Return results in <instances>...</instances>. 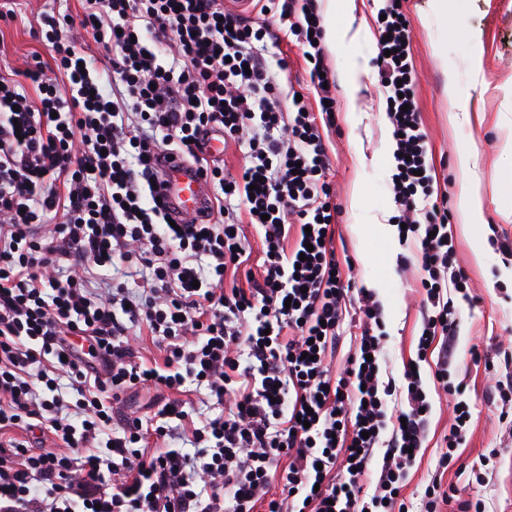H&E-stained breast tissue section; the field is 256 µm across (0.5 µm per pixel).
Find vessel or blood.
I'll return each mask as SVG.
<instances>
[{
	"instance_id": "obj_1",
	"label": "vessel or blood",
	"mask_w": 512,
	"mask_h": 512,
	"mask_svg": "<svg viewBox=\"0 0 512 512\" xmlns=\"http://www.w3.org/2000/svg\"><path fill=\"white\" fill-rule=\"evenodd\" d=\"M163 176L158 190L173 214L199 216L207 206V190L196 170L186 164L162 160Z\"/></svg>"
}]
</instances>
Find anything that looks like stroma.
I'll return each mask as SVG.
<instances>
[{
	"label": "stroma",
	"mask_w": 512,
	"mask_h": 512,
	"mask_svg": "<svg viewBox=\"0 0 512 512\" xmlns=\"http://www.w3.org/2000/svg\"><path fill=\"white\" fill-rule=\"evenodd\" d=\"M80 0H15V19L0 20V73L24 70L33 56L51 63L49 51L35 38L34 28L44 15L81 10ZM411 22L410 45L417 76V101L432 149L433 177L439 193L448 197L451 231L457 260L469 278L473 299L461 306L455 338L453 367L464 379L472 420L464 443L444 476L453 487L449 512L462 501L483 499L488 512H512V430L499 423L500 407L486 390L483 365L471 362L468 351L479 346L495 365H502L500 345L512 340V254H503L502 241L512 242V0H448L447 10L434 8L432 0H406ZM378 0H355L356 19L349 35L327 64L331 75L341 67L357 64L359 90L347 98L344 84L336 86V125L325 144L331 160L328 179L340 213L333 246L338 257L349 258L356 286L372 289L384 307L383 329L387 335L384 379L401 380L404 365L417 356L422 326L423 295L417 286L416 268L400 270L398 239L378 240L367 226L389 223L395 204L389 190L394 172L393 142L386 119L385 102L376 83L378 53L376 15ZM304 48L295 37H281L267 55L279 66L282 86L301 91L309 100L317 93L311 82ZM481 60L486 83L473 78V62ZM470 114L469 123L448 120V103ZM356 110L346 114L347 103ZM477 152L483 198L484 243L488 257L477 264L473 237L458 216L460 171L463 154ZM363 197L352 203L355 185ZM432 412L428 435L405 497L419 502L437 463V448L448 431L450 410L442 391H429ZM500 454L484 483L471 482L465 469L480 466L491 449Z\"/></svg>",
	"instance_id": "35a3bbf8"
}]
</instances>
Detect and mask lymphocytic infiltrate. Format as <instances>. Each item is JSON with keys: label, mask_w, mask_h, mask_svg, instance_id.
<instances>
[{"label": "lymphocytic infiltrate", "mask_w": 512, "mask_h": 512, "mask_svg": "<svg viewBox=\"0 0 512 512\" xmlns=\"http://www.w3.org/2000/svg\"><path fill=\"white\" fill-rule=\"evenodd\" d=\"M81 2L35 33L54 69L37 59L20 78L0 74V512H411L402 490L432 405L420 371L384 380L383 306L353 289L332 247L324 132L336 97L319 71L318 0H262L265 21L224 0ZM404 3L383 0L376 68L395 135L398 262L418 267L424 293L417 357L436 353L432 379L454 401L421 499V512H441L472 419L447 349L471 285L448 201L434 195ZM273 19L304 46L318 107L272 73ZM87 36L107 52L103 67L84 62ZM214 129L243 148L238 173L205 154ZM174 155L216 185L215 222L170 225L153 184L156 159ZM249 224L262 235L258 276L241 273ZM118 263L149 269L138 294L88 287L92 268ZM353 290L357 348L335 373L327 358ZM135 328L161 362L144 359ZM190 382L224 413L195 425ZM140 388L165 396L146 419L126 406ZM32 429L51 448L17 438ZM179 435L193 453L174 447Z\"/></svg>", "instance_id": "1"}]
</instances>
